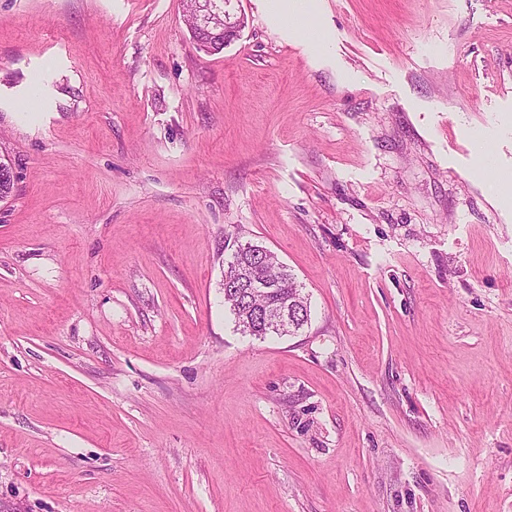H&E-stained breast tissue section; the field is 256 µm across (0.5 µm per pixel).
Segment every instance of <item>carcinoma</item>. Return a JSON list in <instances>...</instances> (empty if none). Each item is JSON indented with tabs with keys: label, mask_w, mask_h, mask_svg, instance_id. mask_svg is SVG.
<instances>
[{
	"label": "carcinoma",
	"mask_w": 512,
	"mask_h": 512,
	"mask_svg": "<svg viewBox=\"0 0 512 512\" xmlns=\"http://www.w3.org/2000/svg\"><path fill=\"white\" fill-rule=\"evenodd\" d=\"M274 277L282 287L267 292L264 296L250 298L247 283L259 282ZM224 304L229 306L235 322L242 333L265 336L272 331L273 324L259 317L246 316L252 305H264L275 309L287 318L285 334L299 331L309 319L308 299L303 296L293 274L270 250L251 243L237 246L224 271Z\"/></svg>",
	"instance_id": "cac0c4a2"
}]
</instances>
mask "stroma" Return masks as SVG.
<instances>
[{"label": "stroma", "mask_w": 512, "mask_h": 512, "mask_svg": "<svg viewBox=\"0 0 512 512\" xmlns=\"http://www.w3.org/2000/svg\"><path fill=\"white\" fill-rule=\"evenodd\" d=\"M276 2L0 0V507L512 512V0ZM186 9H190L197 18L195 40L204 50H209L214 43L223 42L224 45L244 26V17H236L231 20L230 14L216 1L206 0H182ZM212 3V7L210 4ZM223 44L214 46V53L224 49ZM263 256V259L261 258ZM274 277L282 282V288L268 290L265 296L250 299L247 283L263 281ZM265 305L270 310L286 316L287 328L284 334L291 335L299 331L309 319L308 299L303 296L295 282L293 274L270 250L251 243L237 246L224 271V304L229 306L235 322L242 333L252 336H266L272 331L273 324H267L258 316H246V310ZM268 311L275 314V312ZM249 317L250 320H247ZM274 333V332H273Z\"/></svg>", "instance_id": "stroma-1"}]
</instances>
